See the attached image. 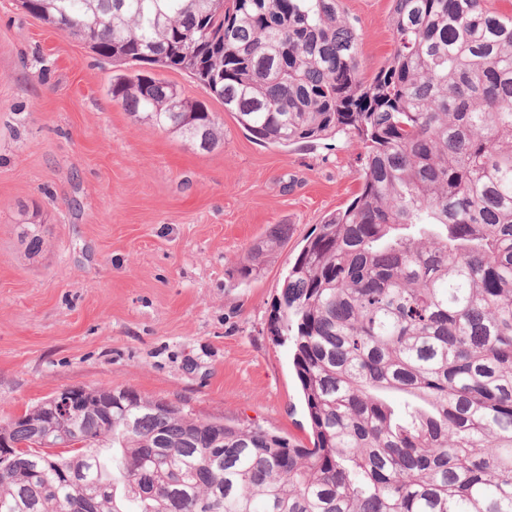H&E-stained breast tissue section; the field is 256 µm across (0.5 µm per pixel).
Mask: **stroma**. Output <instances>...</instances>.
I'll list each match as a JSON object with an SVG mask.
<instances>
[{"label":"stroma","mask_w":512,"mask_h":512,"mask_svg":"<svg viewBox=\"0 0 512 512\" xmlns=\"http://www.w3.org/2000/svg\"><path fill=\"white\" fill-rule=\"evenodd\" d=\"M339 6L371 79L394 50L391 2ZM114 74L0 0V421L112 386L308 441L292 346L267 322L307 235L359 187L354 146L260 143L187 74L160 71L224 124L223 144L196 150L114 103ZM277 224L287 240L240 281L234 261Z\"/></svg>","instance_id":"obj_1"}]
</instances>
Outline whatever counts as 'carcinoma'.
<instances>
[{
    "instance_id": "carcinoma-1",
    "label": "carcinoma",
    "mask_w": 512,
    "mask_h": 512,
    "mask_svg": "<svg viewBox=\"0 0 512 512\" xmlns=\"http://www.w3.org/2000/svg\"><path fill=\"white\" fill-rule=\"evenodd\" d=\"M391 2L395 48L365 81L339 0H20L118 68L113 102L186 144L224 128L140 62L187 73L265 144L354 134L361 173L268 319L311 445L129 388L110 417L38 404L0 423V512H512V19ZM62 433L71 447H38Z\"/></svg>"
}]
</instances>
